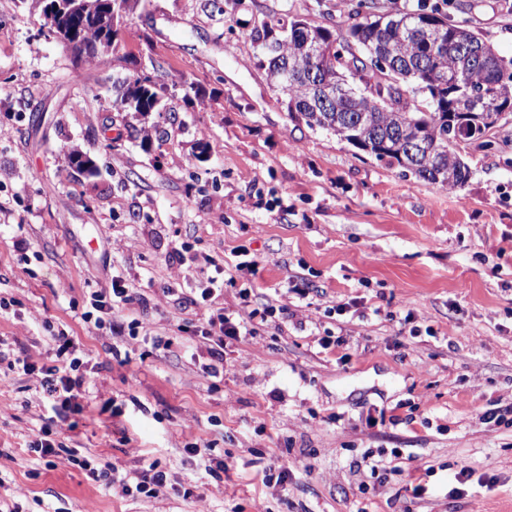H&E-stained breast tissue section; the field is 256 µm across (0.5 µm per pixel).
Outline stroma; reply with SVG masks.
<instances>
[{
	"mask_svg": "<svg viewBox=\"0 0 512 512\" xmlns=\"http://www.w3.org/2000/svg\"><path fill=\"white\" fill-rule=\"evenodd\" d=\"M350 2L151 0L119 58L76 65L39 11L0 0L1 502L512 512V123L489 146H464L471 176L445 190L291 119L247 35L268 15L342 33ZM426 3L512 56V0ZM140 70L169 92L148 143L115 103L118 81ZM74 147L95 174L71 165ZM243 253L261 262L256 333L214 378L189 334L236 309L246 282L197 305L177 287L232 271ZM116 270L133 295L123 314L144 322L131 335L83 319ZM292 280L308 295L289 292ZM61 330L85 377L83 410L68 416L39 400V374L10 367L50 364ZM326 336L345 342L325 349ZM43 427L131 474L157 463L166 484L150 499L105 488L66 457L31 452ZM194 442L200 455L186 451ZM367 457L384 472H358Z\"/></svg>",
	"mask_w": 512,
	"mask_h": 512,
	"instance_id": "35a3bbf8",
	"label": "stroma"
}]
</instances>
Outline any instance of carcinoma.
I'll return each mask as SVG.
<instances>
[{
  "label": "carcinoma",
  "mask_w": 512,
  "mask_h": 512,
  "mask_svg": "<svg viewBox=\"0 0 512 512\" xmlns=\"http://www.w3.org/2000/svg\"><path fill=\"white\" fill-rule=\"evenodd\" d=\"M116 23L147 8V0H121ZM97 13L72 15L63 28L96 41ZM271 84L287 96L288 114L312 130L349 142L386 143L376 155L444 189L464 185L470 170L457 148L512 121V59L486 44L467 21L435 13L369 12L346 35L298 18L269 16L246 39ZM458 73V84L448 74ZM168 87L136 76L119 85L123 112L147 116L164 110ZM411 140L430 152L407 156Z\"/></svg>",
  "instance_id": "cac0c4a2"
}]
</instances>
